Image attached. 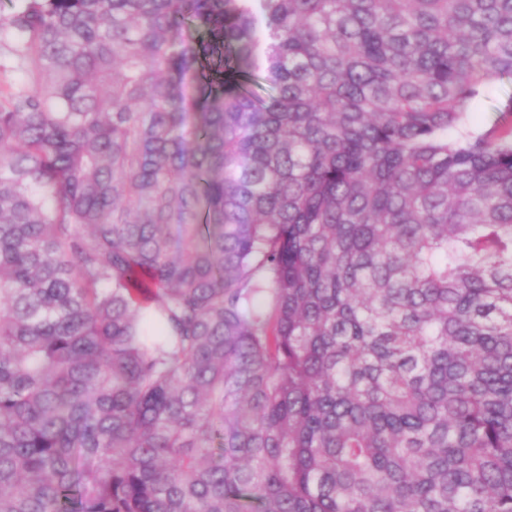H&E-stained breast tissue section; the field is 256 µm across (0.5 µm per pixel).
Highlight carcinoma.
Returning a JSON list of instances; mask_svg holds the SVG:
<instances>
[{
	"instance_id": "obj_1",
	"label": "carcinoma",
	"mask_w": 512,
	"mask_h": 512,
	"mask_svg": "<svg viewBox=\"0 0 512 512\" xmlns=\"http://www.w3.org/2000/svg\"><path fill=\"white\" fill-rule=\"evenodd\" d=\"M0 512H512V0H17ZM512 96V78L503 77L489 84L484 93L470 107L469 129L482 132L488 129L499 115V108Z\"/></svg>"
}]
</instances>
